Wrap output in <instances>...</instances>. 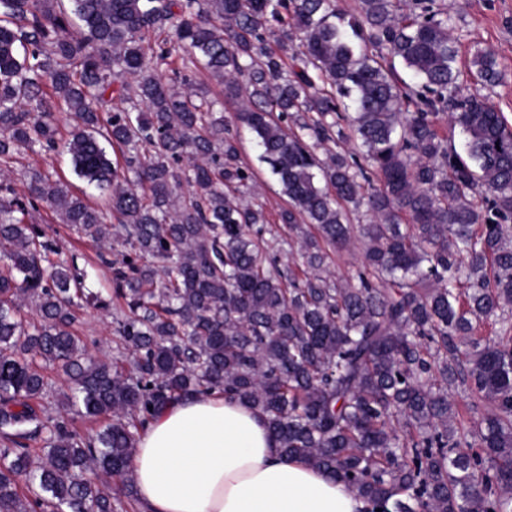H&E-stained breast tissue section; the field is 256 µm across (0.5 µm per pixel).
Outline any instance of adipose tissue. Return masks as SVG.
I'll return each mask as SVG.
<instances>
[{"label":"adipose tissue","instance_id":"ef3b65f1","mask_svg":"<svg viewBox=\"0 0 512 512\" xmlns=\"http://www.w3.org/2000/svg\"><path fill=\"white\" fill-rule=\"evenodd\" d=\"M130 475L144 512H363L342 484L286 459L260 412L219 393L156 414Z\"/></svg>","mask_w":512,"mask_h":512}]
</instances>
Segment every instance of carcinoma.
Here are the masks:
<instances>
[{
  "label": "carcinoma",
  "instance_id": "obj_1",
  "mask_svg": "<svg viewBox=\"0 0 512 512\" xmlns=\"http://www.w3.org/2000/svg\"><path fill=\"white\" fill-rule=\"evenodd\" d=\"M359 3L347 15L335 0H0V512H117L99 479L135 499L145 424L213 391L260 411L286 458L369 512H512V126L462 92L434 0ZM174 55L169 86L156 67ZM199 69L238 104L236 129L194 84ZM466 69L501 80L478 46ZM58 112L76 124L61 131ZM441 114L465 154L440 136ZM242 130L288 198L278 223L299 239L298 272L271 258L265 210L247 200ZM59 147L106 207L49 171L11 183L16 155ZM362 206V269L330 281ZM41 207L119 255L100 256L113 288L99 307L116 305L129 364L81 345L85 276L77 256L51 259ZM489 321L503 335H476ZM49 367L79 414L109 419L101 431L37 414ZM455 392L486 413L455 425ZM42 433L37 457L28 441Z\"/></svg>",
  "mask_w": 512,
  "mask_h": 512
}]
</instances>
